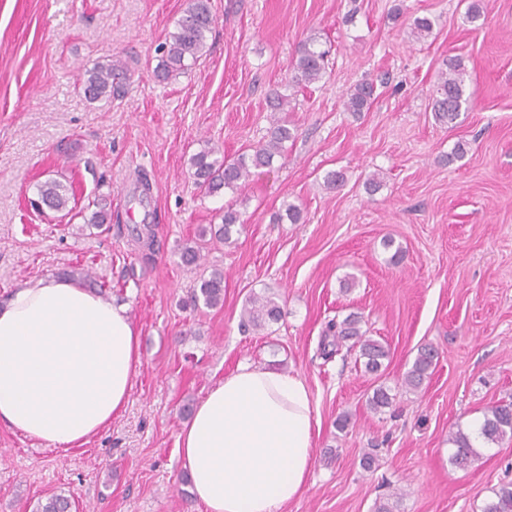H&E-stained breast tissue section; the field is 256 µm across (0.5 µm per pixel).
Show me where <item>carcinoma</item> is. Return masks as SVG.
Segmentation results:
<instances>
[{
	"label": "carcinoma",
	"instance_id": "1",
	"mask_svg": "<svg viewBox=\"0 0 512 512\" xmlns=\"http://www.w3.org/2000/svg\"><path fill=\"white\" fill-rule=\"evenodd\" d=\"M466 19L480 29L485 25V15L480 0H473L467 7ZM213 16L209 0H190L176 24L175 31L169 34L166 52L156 68L157 77L169 81L183 73L187 62H195L206 48L207 34L213 29ZM326 52L317 49L309 42L302 43L293 63L295 82L308 86L320 81L325 72ZM119 69L112 62H97L77 79L76 88L84 98L92 103L112 101L118 95ZM375 87L371 82H361L347 91L344 106L349 112L367 110L374 98ZM288 102L280 94L272 98V125L268 139L250 152H242L237 157L227 159L217 156L214 147L206 145L194 153L189 160L191 175L196 186L207 195H214L224 189H238L249 181L254 171L269 168L275 157L282 155L285 144L295 138L294 129L288 121ZM472 106V96L466 84V70L460 58H450L445 71L438 76L431 95V112L435 121L450 128L457 124L461 113ZM39 200L46 207L62 211L66 209L68 197L63 194V185L55 180H47L39 186ZM243 224L241 213L229 206L224 209L222 223L214 235L226 244L234 243L233 233ZM138 241L148 250L145 258L152 259L155 249V235L150 224L134 227ZM224 301V271L214 269L209 276H200L190 293L186 305L198 308L202 305L213 308ZM282 307L273 295H252L242 307L243 326L263 329L281 320ZM328 331L333 333V348L323 345V356L327 359L338 352L340 342L351 340L359 347V358L365 372L377 374L381 371L383 360L388 357V349L381 342L365 336L360 329V319L348 315L341 322H332ZM437 353L431 346H424L405 373L402 386L410 391H418L433 372ZM393 395L390 388L380 385L374 389L369 399L370 408L381 412L392 406ZM478 436L486 443L498 444L506 439L512 440V403L495 405L487 410L478 430ZM450 442L455 446L452 463L466 468L479 458L470 432L461 428L451 433ZM494 497L488 501L482 512H512V483L503 484L493 491ZM75 507L72 495L59 491L45 501L38 502L36 512H68Z\"/></svg>",
	"mask_w": 512,
	"mask_h": 512
}]
</instances>
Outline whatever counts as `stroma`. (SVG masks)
<instances>
[{
    "label": "stroma",
    "instance_id": "1",
    "mask_svg": "<svg viewBox=\"0 0 512 512\" xmlns=\"http://www.w3.org/2000/svg\"><path fill=\"white\" fill-rule=\"evenodd\" d=\"M209 2L204 54L163 82L160 47L188 0H0V302L23 281L73 273L128 306L141 350L124 413L82 447L0 427V512H33L60 490L77 512H199L182 492L177 435L187 408L244 362L302 377L318 414L308 484L283 512H374L394 494L396 512H482L512 482V441L481 448L462 470L448 438L512 402V0H482L483 33L466 20L470 0ZM417 17L433 22L427 39L411 34ZM309 39L330 54L323 79L303 87L292 64ZM453 56L474 103L448 128L435 124L430 95ZM108 58L124 92L89 103L75 83ZM364 80L376 85L369 110L346 111V91ZM276 92L295 140L245 187L200 192L190 156L206 142L228 157L264 142ZM460 142L464 156L448 161ZM332 171L345 182L328 190ZM49 178L78 216L33 211ZM100 198L112 210L106 232L89 222ZM288 202L299 223L275 222ZM228 204L244 219L236 244L200 237ZM136 224L155 227L153 259L130 233ZM193 242L202 261L188 267L180 251ZM215 268L223 304L187 306ZM265 293L282 319L242 327L246 298ZM352 313L389 348L395 401L381 413L356 352L319 355L327 322ZM424 345L437 365L420 391H405Z\"/></svg>",
    "mask_w": 512,
    "mask_h": 512
}]
</instances>
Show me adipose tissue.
Listing matches in <instances>:
<instances>
[{"label":"adipose tissue","mask_w":512,"mask_h":512,"mask_svg":"<svg viewBox=\"0 0 512 512\" xmlns=\"http://www.w3.org/2000/svg\"><path fill=\"white\" fill-rule=\"evenodd\" d=\"M141 365L125 305L60 277L0 305V426L68 449L125 411ZM318 418L300 376L240 364L177 437L203 512H281L305 490Z\"/></svg>","instance_id":"adipose-tissue-1"}]
</instances>
